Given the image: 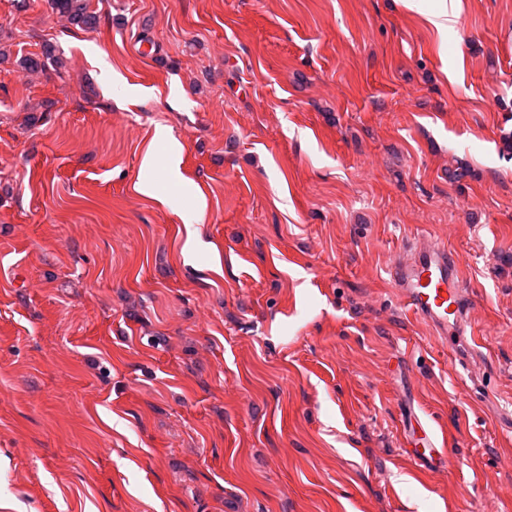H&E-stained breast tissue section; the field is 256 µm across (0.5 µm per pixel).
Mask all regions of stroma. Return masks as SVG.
<instances>
[{"instance_id":"obj_1","label":"stroma","mask_w":512,"mask_h":512,"mask_svg":"<svg viewBox=\"0 0 512 512\" xmlns=\"http://www.w3.org/2000/svg\"><path fill=\"white\" fill-rule=\"evenodd\" d=\"M91 5L0 0V512H512V0ZM431 241L476 365L394 290ZM53 10L66 21L83 30L94 29L97 16L90 11L88 0H51ZM459 0H448L446 5L430 13H427L425 20L428 24L434 27L438 32H443L448 29V26L454 24L459 17ZM421 427V438L416 444H421L422 448H411L410 457L422 458L429 463L439 460L440 463L445 464L446 458H448L445 448H438L436 437L431 428L426 430L423 426Z\"/></svg>"}]
</instances>
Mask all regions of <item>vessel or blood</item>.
<instances>
[{"instance_id":"obj_1","label":"vessel or blood","mask_w":512,"mask_h":512,"mask_svg":"<svg viewBox=\"0 0 512 512\" xmlns=\"http://www.w3.org/2000/svg\"><path fill=\"white\" fill-rule=\"evenodd\" d=\"M389 273L408 313L431 325L440 339L453 334L466 341L463 323L467 296L462 269L448 248L427 245L416 249L409 261L395 262ZM410 455L430 463L447 458L430 429L422 432L419 447L411 449Z\"/></svg>"}]
</instances>
